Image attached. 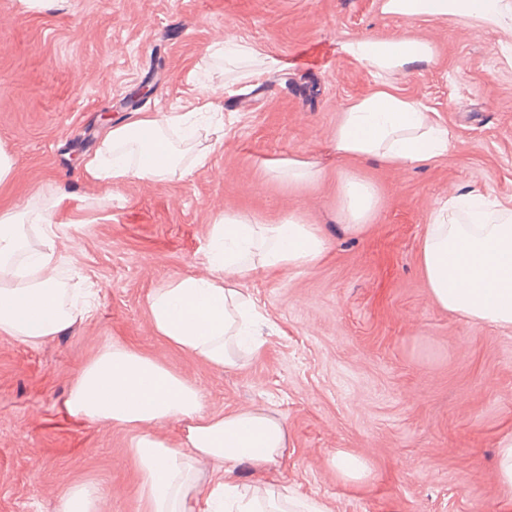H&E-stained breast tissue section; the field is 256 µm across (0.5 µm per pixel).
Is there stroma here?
<instances>
[{
    "label": "stroma",
    "instance_id": "stroma-1",
    "mask_svg": "<svg viewBox=\"0 0 512 512\" xmlns=\"http://www.w3.org/2000/svg\"><path fill=\"white\" fill-rule=\"evenodd\" d=\"M431 42L438 63L399 82L439 112L447 159L415 168L337 164L341 112L374 83L339 51L349 37ZM277 58L275 68L225 92L207 49L226 38ZM149 85L147 97L137 93ZM213 101L224 142L186 179L134 180L114 207L83 179L108 127L142 112H190ZM0 144L15 161L18 204L61 191L55 242L72 292L93 286L97 308L31 345L0 334V512H59L74 484L107 492V512H142L131 431L72 415L70 391L94 354L118 343L201 391L204 411L261 406L288 443L266 479L322 512H512L497 471L512 436V330L442 309L420 266L431 212L479 190L512 209V34L457 17L413 23L380 0H70L29 10L0 0ZM313 157L311 185L291 186L271 162ZM371 181L379 204L359 233L339 218L336 180ZM262 222L290 214L324 232L312 267L259 272L245 286L261 318L259 352L224 370L171 349L155 334L146 296L176 274H204L203 248L224 212ZM343 450L368 478L343 481Z\"/></svg>",
    "mask_w": 512,
    "mask_h": 512
}]
</instances>
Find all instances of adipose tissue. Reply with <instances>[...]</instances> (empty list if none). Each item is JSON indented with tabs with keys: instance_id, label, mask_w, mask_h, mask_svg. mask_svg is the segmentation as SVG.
Instances as JSON below:
<instances>
[{
	"instance_id": "1",
	"label": "adipose tissue",
	"mask_w": 512,
	"mask_h": 512,
	"mask_svg": "<svg viewBox=\"0 0 512 512\" xmlns=\"http://www.w3.org/2000/svg\"><path fill=\"white\" fill-rule=\"evenodd\" d=\"M381 11L414 22L458 17L476 27L512 31V0H381ZM340 49L373 73L374 87L342 112L332 137L340 161L367 160L387 167L420 166L446 158L451 133L438 113L398 91L410 70L435 66L433 46L410 37L380 40L355 36ZM224 69L234 82L257 78L276 65L243 39H225ZM196 112H144L104 135L101 147L83 165V176L110 190L90 200L111 206L113 188L132 180L164 183L188 177L212 152L204 147L183 160L176 140L196 141ZM346 229L362 231L375 216V186L343 176L337 184ZM52 195L18 206L0 204V333L39 344L65 332L77 317L91 315L86 300L65 303L49 217L59 204ZM40 230L30 246L27 226ZM327 251L321 230L291 215L275 223L241 212L218 218L203 252L207 273L178 274L147 296L151 321L170 346L220 367L238 366L252 340L255 314L245 282L257 271L307 268ZM424 278L442 308L474 322L512 328V210L486 206L482 194H454L432 213L420 249ZM71 413L133 430L130 454L145 512H320L314 502L290 494L263 474L286 446L284 423L268 411L250 408L208 415L202 394L190 381L127 347L94 354L78 377ZM186 421L181 447H171L148 427ZM248 464L256 474L247 487L225 481L233 468ZM209 470L210 480L197 475Z\"/></svg>"
}]
</instances>
